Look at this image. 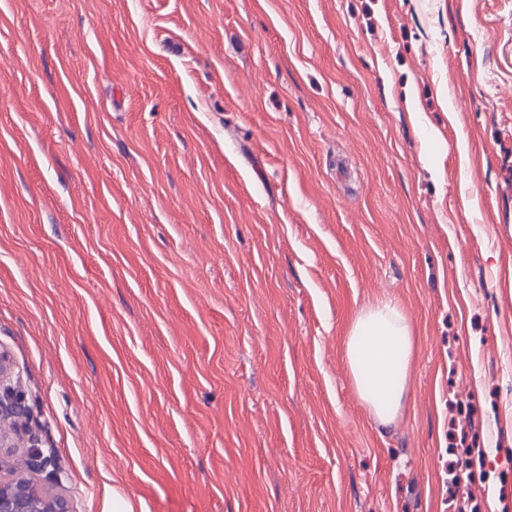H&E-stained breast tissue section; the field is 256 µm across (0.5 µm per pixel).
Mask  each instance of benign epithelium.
<instances>
[{
	"mask_svg": "<svg viewBox=\"0 0 512 512\" xmlns=\"http://www.w3.org/2000/svg\"><path fill=\"white\" fill-rule=\"evenodd\" d=\"M28 393L21 379L12 377L9 355L0 349V447L12 434L27 433L30 451L25 465L0 459V512H75L59 492L66 471L59 465L54 449L36 447L37 437L30 427ZM44 474L40 481L26 471Z\"/></svg>",
	"mask_w": 512,
	"mask_h": 512,
	"instance_id": "benign-epithelium-1",
	"label": "benign epithelium"
}]
</instances>
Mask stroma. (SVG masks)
I'll use <instances>...</instances> for the list:
<instances>
[{
  "instance_id": "stroma-1",
  "label": "stroma",
  "mask_w": 512,
  "mask_h": 512,
  "mask_svg": "<svg viewBox=\"0 0 512 512\" xmlns=\"http://www.w3.org/2000/svg\"><path fill=\"white\" fill-rule=\"evenodd\" d=\"M0 346L76 512H512V0H0ZM411 327L390 301L369 305L352 323L346 358L362 402L383 424L397 417L408 386Z\"/></svg>"
}]
</instances>
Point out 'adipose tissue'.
I'll return each mask as SVG.
<instances>
[{
  "label": "adipose tissue",
  "instance_id": "1",
  "mask_svg": "<svg viewBox=\"0 0 512 512\" xmlns=\"http://www.w3.org/2000/svg\"><path fill=\"white\" fill-rule=\"evenodd\" d=\"M411 327L389 301L369 305L352 323L346 358L356 390L371 413L388 424L397 417L408 386Z\"/></svg>",
  "mask_w": 512,
  "mask_h": 512
}]
</instances>
